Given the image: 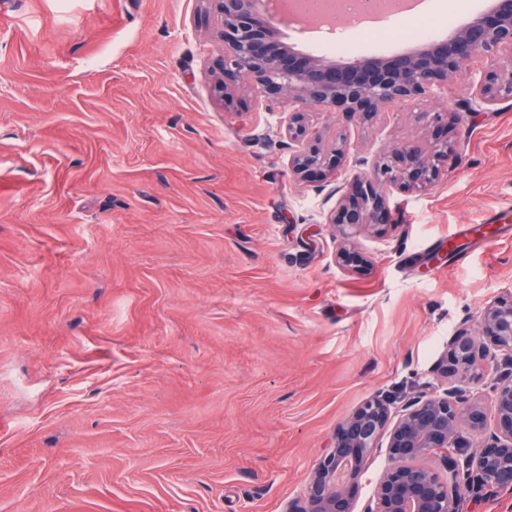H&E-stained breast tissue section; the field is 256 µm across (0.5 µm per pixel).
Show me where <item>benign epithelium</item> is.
<instances>
[{
	"label": "benign epithelium",
	"instance_id": "obj_1",
	"mask_svg": "<svg viewBox=\"0 0 512 512\" xmlns=\"http://www.w3.org/2000/svg\"><path fill=\"white\" fill-rule=\"evenodd\" d=\"M224 17L218 38L224 42L220 90L224 97L245 80L268 98L283 91L293 103L288 116L289 164L299 175L336 172L346 152L338 143L320 146L306 122L308 107L340 106L350 120H371L380 110L448 89V79L463 61L480 64L479 78L466 89L481 108L512 100V0H493L491 9L459 32L433 41L420 52L389 58L372 56L357 65H325L267 40L256 0H215ZM461 143L437 139L413 144L375 161L373 174L364 159L350 167L347 203L336 225L346 246L361 226L383 231L391 224L387 187L401 182L425 190L459 154ZM496 367L491 380L493 416L487 417L479 391L484 370ZM435 371L458 385L438 393L434 383L402 405L378 396L364 402L338 426L333 446L320 458L304 497L287 512H463V503L490 489L512 490V286L486 302L477 332L459 326L448 339ZM485 434L471 448L462 427ZM387 441L389 465L373 496L358 508L368 456ZM435 457L439 466L427 459Z\"/></svg>",
	"mask_w": 512,
	"mask_h": 512
}]
</instances>
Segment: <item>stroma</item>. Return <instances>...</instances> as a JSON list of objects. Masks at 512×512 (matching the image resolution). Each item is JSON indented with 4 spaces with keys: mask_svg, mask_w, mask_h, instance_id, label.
I'll list each match as a JSON object with an SVG mask.
<instances>
[{
    "mask_svg": "<svg viewBox=\"0 0 512 512\" xmlns=\"http://www.w3.org/2000/svg\"><path fill=\"white\" fill-rule=\"evenodd\" d=\"M489 7L425 14L459 28ZM264 8L283 42L341 62L427 43ZM0 13V512H286L337 424L417 396L456 328L512 286V100L469 111L476 63L364 124L310 108L353 158L444 132L463 145L427 191L389 187L393 226L361 229L344 267L327 221L342 195L291 171L287 96H218L206 0Z\"/></svg>",
    "mask_w": 512,
    "mask_h": 512,
    "instance_id": "1",
    "label": "stroma"
}]
</instances>
